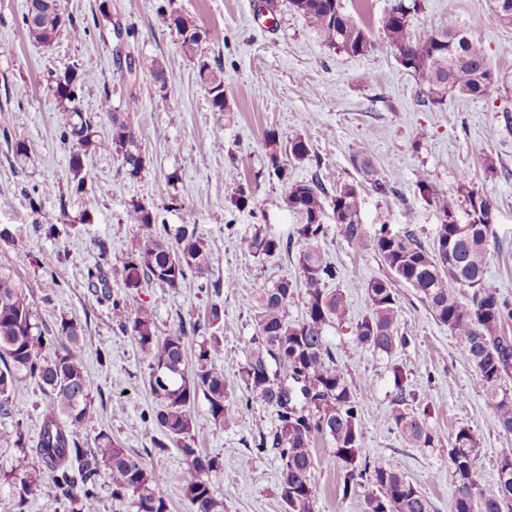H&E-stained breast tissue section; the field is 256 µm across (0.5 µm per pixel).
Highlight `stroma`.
Here are the masks:
<instances>
[{"instance_id": "obj_1", "label": "stroma", "mask_w": 512, "mask_h": 512, "mask_svg": "<svg viewBox=\"0 0 512 512\" xmlns=\"http://www.w3.org/2000/svg\"><path fill=\"white\" fill-rule=\"evenodd\" d=\"M113 18L134 26L129 41L133 55L157 58L166 87L152 74L136 82L122 80L114 59L117 44L108 24H94L100 4ZM66 13L88 25L79 38L61 36L42 45L25 30L27 0H0V131L30 148L28 159L15 158L0 140V229H8L9 249L16 256L15 274L27 290L40 321L54 328L60 316L80 322L89 339L84 360L94 395L86 426L88 438L105 433L133 454L142 455L169 499V512H190L183 488L188 464L176 447L156 448L145 417L154 406L144 354L121 325L128 310H152L159 330L177 321L205 322L212 304H219L224 324L221 340L229 408L223 424H215L205 398L194 407L195 446L219 457L220 467L208 480L224 512H285L279 497L280 461L273 452H257L260 435L276 423L273 408L248 397L239 369L256 334L254 303L242 290L246 281L268 284L298 279L296 256L301 243L297 217L287 203V185L319 179L327 192L354 183L359 190L360 221L368 235L379 229L409 232L431 246L440 218L416 193L419 179H428L450 194L461 177L492 203L487 276L502 297L512 302V26L491 15L489 0H425L412 21L417 37H426L446 20L467 31L484 49L500 75L483 97L448 95L432 104L414 75L397 62L385 42L364 56L337 53L324 46L305 18L288 0H277L274 17L260 12L261 0H62ZM161 5L191 17L218 32L204 43L210 61L220 65L229 114L211 111L209 96L177 37L156 20ZM78 65L82 79L80 105L95 115L100 135H107L113 117L134 129L150 163L138 179L125 173L113 152H90L85 189L74 193L69 183V150L59 137V104L49 87L52 72ZM138 107L126 109L129 95ZM281 142L303 137L310 156L288 163V179L268 173L266 130ZM370 159L375 177L388 181L377 192L352 164L353 155ZM493 171H486L485 160ZM249 190L247 206L234 203L238 186ZM149 209L156 225H196L211 252L208 286L187 282L173 290L146 284L126 306L91 302L87 269L98 258L96 244L106 241L107 271L113 297L124 295L121 271L137 245L131 221L134 205ZM287 243L285 252L261 260L242 251L241 237L255 229ZM320 247L339 271L335 282L344 291L349 312L326 334L362 407L364 452L403 473L431 500L435 512H451L447 448H411L394 429L389 414L394 396L386 358L354 346L352 327L368 310L364 285L387 275L373 247L348 244L325 218ZM399 327L407 346L396 360L408 375L409 387L429 401V426L442 435L468 426L476 433L481 455L476 476L493 483L496 460L512 448L485 408L472 364L462 358L457 340L439 324L413 288L399 284ZM47 399L35 379L17 387L10 413L0 416V467L21 460L12 445L15 426H22L28 445H35ZM311 480L316 512H362L360 494L342 491V466L328 439L317 438ZM249 465L260 479L239 476Z\"/></svg>"}]
</instances>
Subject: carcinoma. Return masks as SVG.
<instances>
[{"mask_svg":"<svg viewBox=\"0 0 512 512\" xmlns=\"http://www.w3.org/2000/svg\"><path fill=\"white\" fill-rule=\"evenodd\" d=\"M326 47L350 56H363L376 46L373 31L354 19L343 0H289ZM61 0H29L23 23L36 42L50 46L63 34L78 37L87 32L71 15L57 25ZM423 10L422 0H391L380 20L382 39L402 67L412 72L433 103L450 94L480 97L498 82L480 44L453 20L419 39L411 17ZM158 23L178 37L184 55L195 65L210 97L211 111H227L224 77L212 67L202 43L213 32L175 10L159 7ZM131 77L151 73L166 89L163 67L154 58L139 56L126 64ZM51 89L59 102L61 139L71 147L70 182L80 191L87 172L84 158L90 150L115 151L122 157L126 174L134 179L146 168L132 127L112 115L107 136H97L94 116L82 111L80 76L76 66L56 71ZM273 174L284 176L280 164L278 135L265 134ZM309 144L301 137L288 141V159L302 162L309 157ZM420 196L439 214L441 224L430 247L411 233L396 235L381 230L372 240L359 221L357 186L344 183L331 197L336 232L354 247L372 243L390 270V275L368 281L365 292L368 311L353 327L356 345L389 359L395 395L391 420L412 448H440L448 444V477L454 486L452 512H512V448L497 460V478L482 485L475 475L480 441L472 428L462 426L450 440L429 427L431 404L417 401L407 388V374L392 360L406 345L399 333V295L395 284L410 285L434 319L455 336L463 356L477 372L481 396L501 430L512 434V336L504 326L512 320V304L500 297L486 278L488 225L450 224L448 218L463 206L492 208L491 201L462 178L456 192L445 194L422 179ZM327 191L314 178L288 185L286 202L301 219L297 227L302 248L298 254L300 279H280L271 285L247 283L256 308V336L241 368L245 390L258 396L276 414L275 429L259 437L256 450H273L280 460L279 494L285 512H315L316 490L310 474L314 466L313 446L319 436L330 439L342 464L343 491L365 489L363 512H433L427 496L403 473L371 459L364 453V430L360 402L336 359L326 328L342 320L347 300L339 288L329 284L339 277L319 247L324 231ZM132 223L138 228V244L123 263L122 283L129 296L143 285L158 281L178 289L187 281L207 279L210 251L194 225L182 224L158 231L151 212L134 207ZM240 248L255 257H273L283 242L261 230L239 240ZM15 256L0 251V415L10 413L12 396L20 382L39 380L47 387L38 441L26 449L23 432L16 430L13 446L25 450L31 463L0 472V485L25 512L32 497L62 501L64 512H98L102 479L109 480L111 496L131 500L135 512H169L165 493L152 470L139 455H132L112 437L100 433L94 447L84 448V430L94 397L84 363L85 330L81 323L61 317L54 331L39 325L22 283L16 279ZM95 301L111 299L108 272L100 262L88 270ZM304 297L305 315L288 320V304L295 295ZM148 360L149 390L154 398L150 431L175 443L186 458L192 477L183 494L191 512H224L204 476L220 466L219 458L194 447V405L198 394L209 403L213 421L224 423L227 386L224 369L214 364L221 354L219 337L199 344L196 364L185 360L186 326L180 322L161 333L153 312L141 305L122 325ZM279 369L272 370L270 362Z\"/></svg>","mask_w":512,"mask_h":512,"instance_id":"cac0c4a2","label":"carcinoma"}]
</instances>
